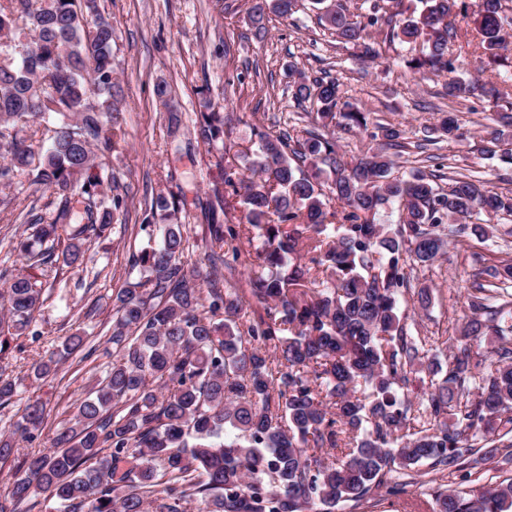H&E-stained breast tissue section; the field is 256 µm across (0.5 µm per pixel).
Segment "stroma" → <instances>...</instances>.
Wrapping results in <instances>:
<instances>
[{"label":"stroma","mask_w":512,"mask_h":512,"mask_svg":"<svg viewBox=\"0 0 512 512\" xmlns=\"http://www.w3.org/2000/svg\"><path fill=\"white\" fill-rule=\"evenodd\" d=\"M467 3L469 16L453 19L457 38L449 50L459 56L457 76L487 81L492 77L484 69L487 53L470 19L481 0ZM98 5L114 30L118 107L127 130L111 166L129 194L119 228L90 244L84 269L62 265L44 276L47 300L35 322L39 338H19L18 350L0 361V376L21 380L12 403L0 408V435L14 432L28 400L41 399L49 417L32 448L42 452L51 450L61 422L111 367L112 346L103 330L112 324L113 292L133 274L130 254L147 243L140 225L153 195H176L182 201L181 223L197 235L204 230L206 203L216 183L207 173L211 155L197 141L191 124L203 99L223 103L230 130L227 146L232 153L249 154L257 148L256 131L276 133L292 117L303 127L314 123L308 107L291 98L289 68L311 78L326 72L339 80L350 102L401 130V147L387 150L396 171L432 172V163L417 145L425 128L439 125L451 112L463 135L440 140V152L477 175L498 167V159L486 154L485 147L499 127L498 112L512 110V101L506 99L495 110L479 99L450 102L444 88L447 74H415L406 68L405 59L420 50L416 44H386L381 57L358 59L352 45L337 41L320 23L310 0H300L291 17L269 16L261 39L255 37L249 18L250 0H98ZM162 80L169 83L173 104L184 118L174 134L154 93ZM51 200L49 190L26 181L0 187V272L21 267L15 244L25 235L29 216L47 214ZM503 259L512 260L510 222L497 225L487 242L452 245L430 265L407 267L410 289L400 307L409 315L412 335L431 337L432 354L440 363H447L452 351L448 337L458 336L472 316L467 295L480 281L483 263ZM422 287L431 289L432 304L418 311L413 293ZM75 332L85 336L92 357L68 359L48 378L30 379L33 364L60 349L65 337ZM411 473L413 482L400 497L375 494L358 506H339L337 512H433L431 489L453 485V478L426 462L412 467Z\"/></svg>","instance_id":"1"}]
</instances>
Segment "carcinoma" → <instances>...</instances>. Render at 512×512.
<instances>
[{
	"mask_svg": "<svg viewBox=\"0 0 512 512\" xmlns=\"http://www.w3.org/2000/svg\"><path fill=\"white\" fill-rule=\"evenodd\" d=\"M298 0H252L255 35L264 19L290 16ZM418 15L399 19L400 0H371L353 14L340 0H313L336 36L380 56L371 34L385 41L422 42L407 61L415 72L452 74L448 99L483 97L498 106L500 89L453 75L450 17L466 0H420ZM473 23L493 62L512 67L502 0H482ZM112 23L97 0H0V185L19 176L51 192L49 216H34L35 251L21 241L23 264L0 289V360L4 344L32 330L44 304L38 273L58 262L80 267L85 245L103 237L125 204L109 170L125 141L117 107ZM295 103L317 106L319 123L273 136L261 130L256 158L241 164L217 156L209 169L231 190L207 203L205 235L178 221L180 203L158 193L145 219L147 245L132 255L140 276L113 296L112 366L77 405L46 454H25L0 512H18L31 494L66 512H186L193 500L205 512H323L358 504L381 489L405 492L393 473L427 461L464 482L472 458L512 461V263L491 265L493 278L469 294L472 319L456 337L447 369L427 356L426 337L401 324L399 295L409 288L408 262L429 265L452 241H484L494 226L468 223L481 212L512 220V195L492 180L459 173L443 188L421 172L393 171L383 151L341 160L330 128L368 130L366 113L350 108L340 83L299 78ZM224 105L210 99L194 123L196 139L224 143ZM51 128L45 148L33 139ZM452 116L430 129L458 136ZM371 137L398 147L400 130L378 123ZM485 151L512 166V146L498 136ZM237 201V224L215 221ZM393 204L399 224L376 216ZM255 245L262 271L245 292L224 275V251L237 262L239 243ZM205 250L207 268L191 262ZM266 317L248 319V301ZM490 348L473 360L468 341ZM82 353L75 334L60 356ZM427 373L418 403L405 396L410 377ZM47 417L31 400L18 431L27 439ZM435 512H512V478L471 495L441 486Z\"/></svg>",
	"mask_w": 512,
	"mask_h": 512,
	"instance_id": "carcinoma-1",
	"label": "carcinoma"
}]
</instances>
